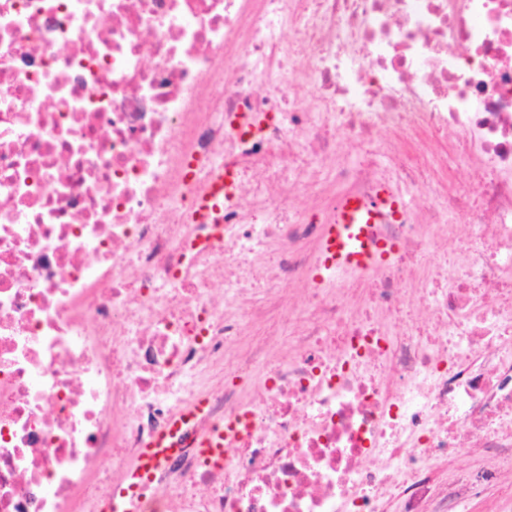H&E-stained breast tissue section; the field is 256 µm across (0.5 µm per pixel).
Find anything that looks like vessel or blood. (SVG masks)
<instances>
[{"mask_svg":"<svg viewBox=\"0 0 512 512\" xmlns=\"http://www.w3.org/2000/svg\"><path fill=\"white\" fill-rule=\"evenodd\" d=\"M377 207L352 197H342L336 205V218L327 225L323 240L326 267L354 266L367 269L384 262L392 248L370 238L368 225L359 221L360 213L375 215Z\"/></svg>","mask_w":512,"mask_h":512,"instance_id":"vessel-or-blood-1","label":"vessel or blood"}]
</instances>
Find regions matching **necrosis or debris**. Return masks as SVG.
<instances>
[{
  "label": "necrosis or debris",
  "mask_w": 512,
  "mask_h": 512,
  "mask_svg": "<svg viewBox=\"0 0 512 512\" xmlns=\"http://www.w3.org/2000/svg\"><path fill=\"white\" fill-rule=\"evenodd\" d=\"M384 186L392 256L318 278ZM126 481L133 512H512V0H0V512Z\"/></svg>",
  "instance_id": "obj_1"
}]
</instances>
